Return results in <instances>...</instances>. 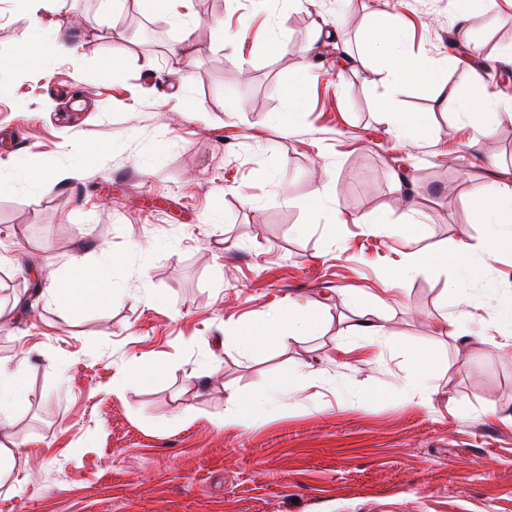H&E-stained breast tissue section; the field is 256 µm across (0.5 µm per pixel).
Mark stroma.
Instances as JSON below:
<instances>
[{"instance_id":"35a3bbf8","label":"stroma","mask_w":512,"mask_h":512,"mask_svg":"<svg viewBox=\"0 0 512 512\" xmlns=\"http://www.w3.org/2000/svg\"><path fill=\"white\" fill-rule=\"evenodd\" d=\"M16 2L0 0V61L30 39ZM383 12L415 55L446 59L448 89L479 66L512 97V10L498 0L465 24L453 0H190L184 23L137 0L38 14L74 38L48 71L0 84V362L27 360L12 433L33 452L0 483V512H512V350L485 306L512 292V253L455 295L452 266L388 287L413 249L487 246L467 198L512 182V120L480 132L435 87L386 89L363 25ZM87 14L102 26H82ZM115 55L121 67L103 76ZM307 64L292 101L282 89ZM385 97L431 113L432 134L398 140ZM93 145L104 153L81 178L26 183L31 159L69 171ZM373 211L387 224L362 223ZM75 254L121 257L110 305L30 294L29 269L60 279ZM291 301L328 312L319 334L253 353L225 345ZM365 309L386 338L360 333ZM411 349L431 355L427 386ZM145 362L147 380L123 381ZM232 387L255 404L228 428Z\"/></svg>"}]
</instances>
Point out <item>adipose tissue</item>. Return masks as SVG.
I'll return each mask as SVG.
<instances>
[{
	"label": "adipose tissue",
	"instance_id": "obj_1",
	"mask_svg": "<svg viewBox=\"0 0 512 512\" xmlns=\"http://www.w3.org/2000/svg\"><path fill=\"white\" fill-rule=\"evenodd\" d=\"M365 27L374 47L389 58L385 83L394 86L406 81L438 80L439 61L425 60L412 54L406 45V32L399 22L372 18L366 21ZM70 49L71 44L65 33L54 32L49 39L37 36L27 49L11 60L10 65L14 68L45 69L52 59ZM472 81L480 89L478 95L457 94L453 97L466 118L488 127L512 111V104L506 102L499 92L489 89L480 72H473ZM469 198L475 219L479 223L498 227L485 257L475 258L464 244L437 252L416 249L406 254L401 264L403 272L412 273L427 264H452L473 279L486 266L489 256L512 252V184L505 182L491 191L476 189ZM47 292L53 299L68 306L103 305L112 296L100 269L79 255L71 257L66 279L50 280ZM317 327V314L293 303L289 305L287 315L279 314L269 320H250L238 325L230 342L247 350L260 349L285 343L291 333L311 332ZM24 377V361H17L11 366L0 365V482L6 481L17 465L26 463L28 459L27 450L18 448L12 434L13 409L21 398Z\"/></svg>",
	"mask_w": 512,
	"mask_h": 512
}]
</instances>
